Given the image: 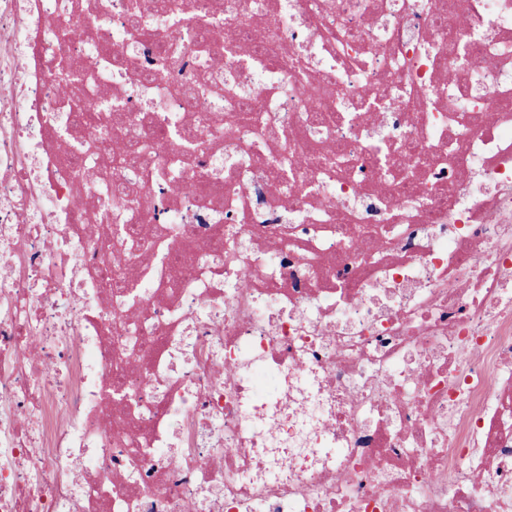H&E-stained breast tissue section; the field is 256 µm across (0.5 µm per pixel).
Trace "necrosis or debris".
Wrapping results in <instances>:
<instances>
[{"instance_id": "1", "label": "necrosis or debris", "mask_w": 512, "mask_h": 512, "mask_svg": "<svg viewBox=\"0 0 512 512\" xmlns=\"http://www.w3.org/2000/svg\"><path fill=\"white\" fill-rule=\"evenodd\" d=\"M128 3L0 0V512H512V0Z\"/></svg>"}]
</instances>
